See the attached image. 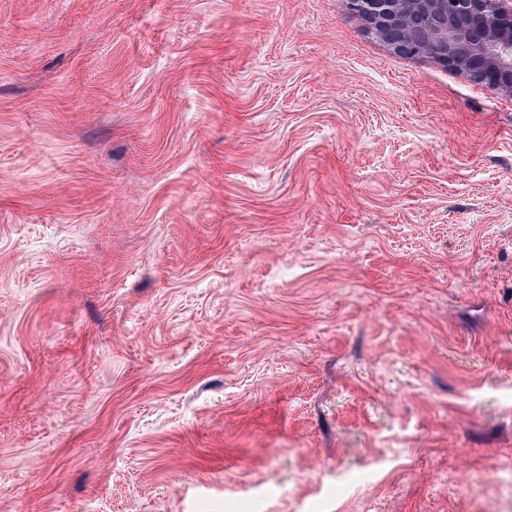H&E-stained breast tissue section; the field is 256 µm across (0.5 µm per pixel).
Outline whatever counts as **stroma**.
<instances>
[{"label":"stroma","mask_w":512,"mask_h":512,"mask_svg":"<svg viewBox=\"0 0 512 512\" xmlns=\"http://www.w3.org/2000/svg\"><path fill=\"white\" fill-rule=\"evenodd\" d=\"M512 95L346 0H0V512H500Z\"/></svg>","instance_id":"obj_1"}]
</instances>
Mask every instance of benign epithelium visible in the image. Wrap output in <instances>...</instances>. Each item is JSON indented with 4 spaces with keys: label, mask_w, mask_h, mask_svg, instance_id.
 I'll return each instance as SVG.
<instances>
[{
    "label": "benign epithelium",
    "mask_w": 512,
    "mask_h": 512,
    "mask_svg": "<svg viewBox=\"0 0 512 512\" xmlns=\"http://www.w3.org/2000/svg\"><path fill=\"white\" fill-rule=\"evenodd\" d=\"M370 34L512 93V0H348Z\"/></svg>",
    "instance_id": "obj_1"
}]
</instances>
